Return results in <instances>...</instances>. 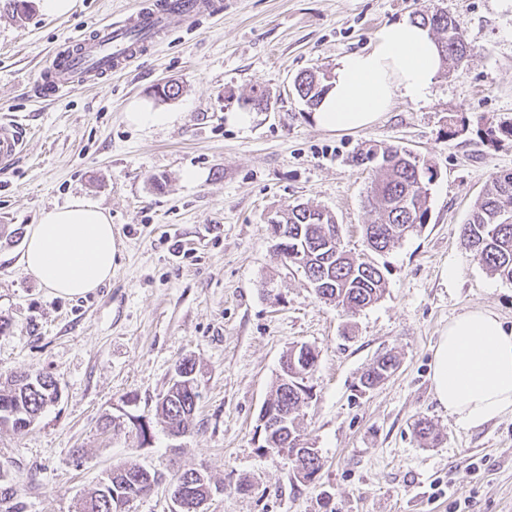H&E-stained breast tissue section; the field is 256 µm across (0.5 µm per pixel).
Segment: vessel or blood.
I'll use <instances>...</instances> for the list:
<instances>
[{"label": "vessel or blood", "mask_w": 512, "mask_h": 512, "mask_svg": "<svg viewBox=\"0 0 512 512\" xmlns=\"http://www.w3.org/2000/svg\"><path fill=\"white\" fill-rule=\"evenodd\" d=\"M216 9L214 0H153L126 18L98 26L93 33L66 42L54 52L34 82L41 99L98 83L124 70L169 32L173 22L192 25ZM25 131L15 121L0 123V166L22 151Z\"/></svg>", "instance_id": "1"}]
</instances>
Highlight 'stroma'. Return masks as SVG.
Here are the masks:
<instances>
[{
  "label": "stroma",
  "mask_w": 512,
  "mask_h": 512,
  "mask_svg": "<svg viewBox=\"0 0 512 512\" xmlns=\"http://www.w3.org/2000/svg\"><path fill=\"white\" fill-rule=\"evenodd\" d=\"M8 2L0 119L20 122L27 139L0 171V384L43 371L62 391L28 433L0 426V472L26 512H81L85 493L131 460L168 475L207 471L216 489L205 512H512V414L463 428L431 382L433 349L452 318L489 308L512 327V282L479 264L460 236L492 176L512 170V140L483 134L489 121L512 119V0H222L221 15L174 23L123 73L48 101L31 86L50 54L152 0H76L65 17L45 14L39 0L21 15ZM423 7L455 20L468 62L440 70L426 99H397L367 129L317 128L294 78L333 72L384 24ZM171 82L179 96L159 98ZM257 90L271 111L229 125L227 113ZM131 112L172 120L139 126ZM389 145L434 169L429 221L372 255L384 296L351 315L277 259L268 221L297 203L319 206L346 249L366 252L374 174L351 158ZM77 198L109 211L118 257L110 282L67 298L18 259L41 211ZM301 344L318 355L300 410L303 437L323 459L311 483L287 455L263 449L258 420L284 355ZM389 352L394 375L361 391L362 373ZM185 358L196 363L200 400L174 440L157 401ZM124 412L150 422V442L102 429ZM420 419L434 424L436 443L416 437Z\"/></svg>",
  "instance_id": "obj_1"
}]
</instances>
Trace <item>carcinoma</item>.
I'll return each mask as SVG.
<instances>
[{
	"label": "carcinoma",
	"mask_w": 512,
	"mask_h": 512,
	"mask_svg": "<svg viewBox=\"0 0 512 512\" xmlns=\"http://www.w3.org/2000/svg\"><path fill=\"white\" fill-rule=\"evenodd\" d=\"M415 19L428 27L439 43L442 66L449 70L462 67L471 56L472 49L464 35L447 12L438 9H421ZM327 78L323 73L307 72L297 76L293 88L305 105L317 106ZM488 135L498 141L512 140V120L500 121L488 128ZM399 147L381 149L389 157L388 163L377 165L380 172L367 196V207L374 215L370 225H364L363 234L373 230L376 239L365 238L370 251L382 253L403 240L404 235L392 236L395 226L405 227L406 233L417 232L429 218V188L435 174H425V167L416 157H398ZM512 209V171L495 174L475 203L467 223L462 225L461 236L474 252V257L492 274L512 282V222H505L503 212ZM288 225V248L298 250L293 265L303 271L315 294H329L336 305L354 312L377 302L384 294L385 279L381 269L372 261L348 253L336 257L321 249L337 222L329 211L313 206L302 209L290 207L284 212ZM398 365L395 357L385 355L377 359L364 373L361 390L369 389L381 378L384 368ZM185 377L181 383L171 385L159 402L161 424L166 430L188 427L200 392L193 384L195 365L184 366ZM308 374L300 368V377L277 380L271 396L288 408V432L298 435L299 409L305 401L299 400L293 382H303ZM56 378L46 372L14 375L7 387L0 389V424L9 425L18 433L29 431L52 402ZM165 474L149 470L130 461L112 469V480L105 487L91 489L86 497L83 512H116V498L126 493L130 484L143 488L159 484ZM0 501L9 503L6 512H24V502L18 490L6 486L0 490Z\"/></svg>",
	"instance_id": "obj_1"
}]
</instances>
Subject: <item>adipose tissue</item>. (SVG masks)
<instances>
[{"mask_svg": "<svg viewBox=\"0 0 512 512\" xmlns=\"http://www.w3.org/2000/svg\"><path fill=\"white\" fill-rule=\"evenodd\" d=\"M441 67L427 28L410 19L385 24L369 49L339 62L311 119L330 132L366 129L396 98H426ZM117 254L109 214L77 199L41 213L19 263L57 295L75 297L111 280ZM432 388L468 428L512 414V328L487 309L452 319L433 352Z\"/></svg>", "mask_w": 512, "mask_h": 512, "instance_id": "1", "label": "adipose tissue"}]
</instances>
